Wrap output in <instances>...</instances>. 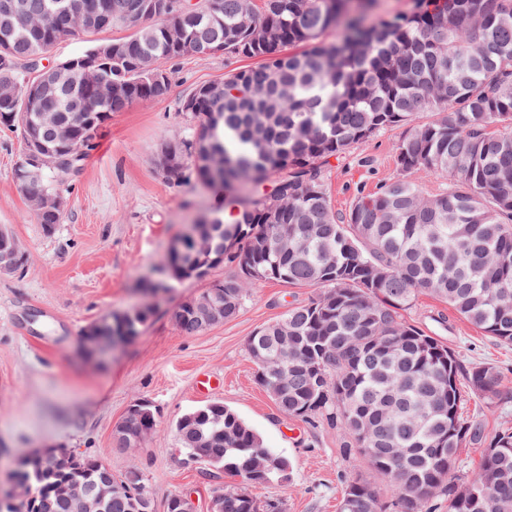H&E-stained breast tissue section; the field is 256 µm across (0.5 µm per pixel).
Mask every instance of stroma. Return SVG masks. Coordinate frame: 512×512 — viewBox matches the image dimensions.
I'll use <instances>...</instances> for the list:
<instances>
[{"label":"stroma","instance_id":"35a3bbf8","mask_svg":"<svg viewBox=\"0 0 512 512\" xmlns=\"http://www.w3.org/2000/svg\"><path fill=\"white\" fill-rule=\"evenodd\" d=\"M112 27L67 38L43 55L55 65L93 44L129 36ZM246 59L222 53L172 62L171 89L162 100L132 103L113 113L78 174L62 189L61 224L45 233L18 186L19 132L0 127V225H8L28 252L24 269L0 276V491L24 454L58 444L92 455L113 476L139 472L154 512H165L172 494L187 496L195 512H208L216 487L241 488L259 502H280L283 512H340L347 484L371 483L384 505L386 481L356 462L336 424L302 421L281 413L257 382L248 339L281 318L289 306L316 291L276 281L253 284L240 314L193 336L176 325L179 305L211 283L237 275L220 263L204 277L173 280L167 252L184 225L212 215L219 202L269 194L272 182L251 185L247 194L218 192L196 179L169 182L157 165L166 143L191 136L195 124L181 104L197 86L223 80ZM403 133L380 131L324 167L331 206L346 215L357 197L377 192L398 174L394 145ZM152 278L165 284L157 295L141 292ZM153 313L140 334L105 357L79 352L82 330L109 313L142 305ZM411 324L437 336L468 365L492 364L512 380V346L499 344L460 318L445 302L420 295L404 313ZM137 399L157 410L154 431L137 448L112 446V431ZM219 401L235 410L261 436L265 447L288 457L283 482L254 484L207 464L185 460L175 432L185 413ZM465 416L482 421L487 435L512 427V399L489 401L466 393Z\"/></svg>","mask_w":512,"mask_h":512}]
</instances>
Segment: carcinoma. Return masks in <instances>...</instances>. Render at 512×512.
<instances>
[{
	"mask_svg": "<svg viewBox=\"0 0 512 512\" xmlns=\"http://www.w3.org/2000/svg\"><path fill=\"white\" fill-rule=\"evenodd\" d=\"M50 30L59 9L83 0H24ZM128 5L112 23L135 28L97 64L102 81L116 86L100 98L81 72L51 94L59 123L41 126V106L20 117L0 100V125L20 130L24 150H54L66 140L70 157L85 160L112 113L136 101L165 98L168 64L182 58L168 32L182 30L203 45L256 59L224 75V97L205 100L191 115L196 127L180 141L181 183L192 171L204 184L234 190L271 180L272 193L246 204L235 223L215 215L204 223L212 244L225 240L224 259L239 274L209 287L199 303L224 304V319L240 313L256 281L307 285L318 293L294 305L248 340L257 381L284 414L304 421L322 415L340 426L357 459L384 477L398 512H431L437 498L448 512H493L492 498L512 510V428L487 439L484 425L463 417L462 384L486 399L512 396V383L485 365L465 366L446 345L408 323L402 311L428 292L461 318L504 345L512 344V0H420L417 13L366 23L372 0H201L206 14L191 20L172 12ZM339 26L333 44L318 38ZM48 47L36 32L0 42V82L23 85L30 58ZM87 108L77 122L74 103ZM421 112L437 118L418 123ZM404 127L395 145L398 177L357 198L336 216L322 163L340 159L375 133ZM222 166L195 163L197 141ZM421 169L448 175V189L422 194L409 176ZM15 169L19 187L51 198L72 175L71 165L43 174L33 188ZM197 253L177 259L193 277ZM151 309L123 313L109 329L137 336ZM175 321L188 336L205 330L189 310ZM191 427L176 422L183 453L206 447L203 463L251 483L288 476V458L263 444L234 410L212 402L198 408ZM485 446L477 472L452 480L458 450ZM83 470L42 465L45 500L21 501L12 512H68L50 496L61 476L95 485L100 460L79 456ZM25 479L37 477L20 472ZM223 512H278L246 492L223 490ZM104 512H133L121 491ZM342 512H383L376 489L349 482Z\"/></svg>",
	"mask_w": 512,
	"mask_h": 512,
	"instance_id": "carcinoma-1",
	"label": "carcinoma"
}]
</instances>
